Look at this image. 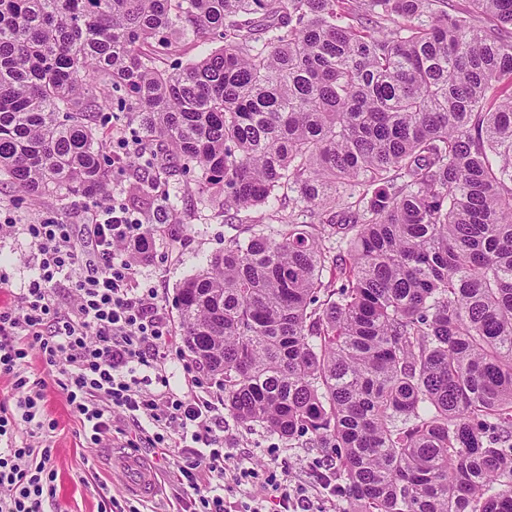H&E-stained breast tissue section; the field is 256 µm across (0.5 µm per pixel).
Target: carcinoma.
<instances>
[{"instance_id": "cac0c4a2", "label": "carcinoma", "mask_w": 512, "mask_h": 512, "mask_svg": "<svg viewBox=\"0 0 512 512\" xmlns=\"http://www.w3.org/2000/svg\"><path fill=\"white\" fill-rule=\"evenodd\" d=\"M469 2L0 0L24 200L165 159L227 212L327 215L228 240L176 305L224 408L324 449L342 512H512V0ZM190 34L219 46L163 67ZM115 112L153 164L112 157Z\"/></svg>"}]
</instances>
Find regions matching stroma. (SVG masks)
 <instances>
[{
	"label": "stroma",
	"instance_id": "obj_1",
	"mask_svg": "<svg viewBox=\"0 0 512 512\" xmlns=\"http://www.w3.org/2000/svg\"><path fill=\"white\" fill-rule=\"evenodd\" d=\"M16 193L6 179L0 178V206L12 209L19 223L27 224L44 217H54L67 224H83L85 211L77 205L55 198L37 203L16 204ZM158 202H173L178 219L158 224L150 241L154 260L141 267L135 284L158 290V300L171 324H178L175 305L183 281L205 266L207 259L222 250L225 240L243 236L244 227L231 214L225 213L221 199L202 193L196 181L170 179L158 192ZM33 248L20 233L0 238V272L6 273L7 284L0 286V308L14 306L15 297L25 288L31 275ZM166 372L174 391L193 393L206 398L223 396L224 391L201 364L184 367L181 360L168 362ZM42 409L45 418L55 420L56 430L44 433L41 446L50 447L56 479L55 496L46 512H100L103 499L116 498L135 506L139 512H181L180 488L168 465L159 464L152 448L141 444L136 454L156 467L161 483L158 494L149 500L128 492L122 474L113 461L125 446L132 429L128 420L116 417L109 440L92 445L81 436L80 423L67 407L64 394L53 385L43 390ZM224 434L234 442L239 453L251 456L255 466L269 463V448H277L289 464V480L308 485L314 479V468L323 454L317 448H288L278 436L261 427L246 429L232 417L224 419Z\"/></svg>",
	"mask_w": 512,
	"mask_h": 512
}]
</instances>
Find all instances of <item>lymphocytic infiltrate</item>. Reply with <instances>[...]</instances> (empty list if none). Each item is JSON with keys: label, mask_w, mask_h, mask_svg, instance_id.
Returning a JSON list of instances; mask_svg holds the SVG:
<instances>
[{"label": "lymphocytic infiltrate", "mask_w": 512, "mask_h": 512, "mask_svg": "<svg viewBox=\"0 0 512 512\" xmlns=\"http://www.w3.org/2000/svg\"><path fill=\"white\" fill-rule=\"evenodd\" d=\"M22 232L34 248V274L16 305L0 309V373L16 387L29 382L31 355H38L66 397L82 432L93 444L112 432L113 415L128 418L136 438L147 435L161 457L177 451L183 512H225L227 484L250 496L244 512H309L307 489L289 484L288 464L257 469L223 435V419L211 400L177 394L163 368L173 352V334L155 288L131 284L148 249L153 226L135 217L113 188L91 208L84 234L55 220L17 224L0 209V236ZM75 301L61 306L60 292ZM46 427L39 397H19L0 406V512H43L53 498L56 470L50 449L18 445L16 434ZM39 455L29 464L31 455ZM207 472L206 483L197 476Z\"/></svg>", "instance_id": "1"}]
</instances>
